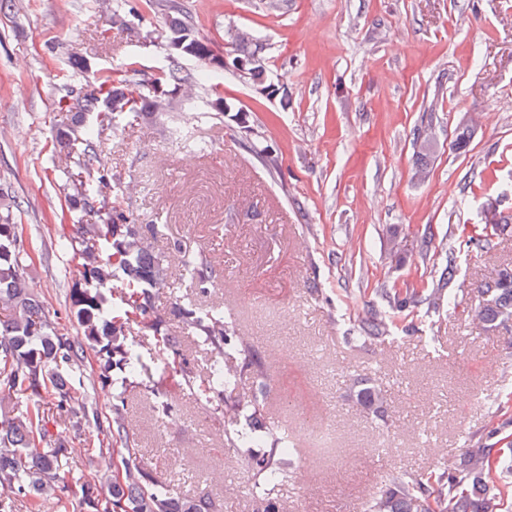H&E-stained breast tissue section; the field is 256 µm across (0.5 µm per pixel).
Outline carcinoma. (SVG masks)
<instances>
[{
  "mask_svg": "<svg viewBox=\"0 0 512 512\" xmlns=\"http://www.w3.org/2000/svg\"><path fill=\"white\" fill-rule=\"evenodd\" d=\"M97 7L110 26H128L122 0H101ZM166 7L170 46L178 56L197 60L196 69L184 70L172 61L150 79V97L127 88L122 75L113 72L68 90L59 100L60 109L72 114L71 123L56 134L59 169L79 182L76 194L70 197L71 207L87 217V222L73 225L72 235L61 245L80 259L69 274L71 287L65 301L76 335L59 326L45 302L29 292L25 273L36 244H23L12 211L0 206V302L14 308L10 320H0V512H17L19 503L25 504L28 512H40L48 501L57 512H67V493L73 484L79 488L83 512H214L209 497L185 496L137 461L139 448L124 405H113L112 414L102 420L92 408L90 393L75 387L85 381L92 389L110 386L113 370L134 373L141 368L129 340L133 319L163 343L171 356L164 363L165 372L197 403L220 409L224 391L237 382V371L224 368V346L234 329L224 309L191 308L176 299L166 315L157 305L156 285L175 275L188 276L195 287L206 288L214 272L211 261L184 250L177 241L170 242L164 252L156 250L154 239L160 228L138 223L133 212L124 208L125 186L102 157V144L123 121L163 117L173 96L180 93L189 103L198 88L208 87L215 94L206 105L217 114L230 115L239 124L247 121V113L218 94L214 80L224 66L214 62L222 56L211 43L197 38L178 0H166ZM263 50L264 45L248 33L237 34L231 44L235 58L251 61L241 76L270 87ZM492 280L490 297L475 309V316L483 325L497 328L512 322V268L495 270ZM439 294V288L428 295L413 289L402 303L417 307ZM175 321L213 354L204 375L197 374L184 357L181 338L172 329ZM364 333V340L374 341L386 337L388 329L377 314ZM90 353L98 369L89 375ZM240 370L263 373L264 357L254 350L247 352ZM351 393L362 410L385 413V391L373 379H355ZM13 397L25 399L19 412L5 410V400ZM48 402L64 412L74 434L91 426L104 432L106 442L96 451L101 456H120L121 467L90 478H70L66 465L73 449L49 427L41 412ZM262 408L257 395L250 393L224 426V442L229 448L253 441L263 445V453L248 454L239 463L255 476L257 512H285L283 503L270 492L288 477L298 450L285 432L266 422ZM511 486L512 448L479 445L466 449L460 462L433 478L408 471L393 475L368 500L365 512H506L504 496Z\"/></svg>",
  "mask_w": 512,
  "mask_h": 512,
  "instance_id": "carcinoma-1",
  "label": "carcinoma"
}]
</instances>
